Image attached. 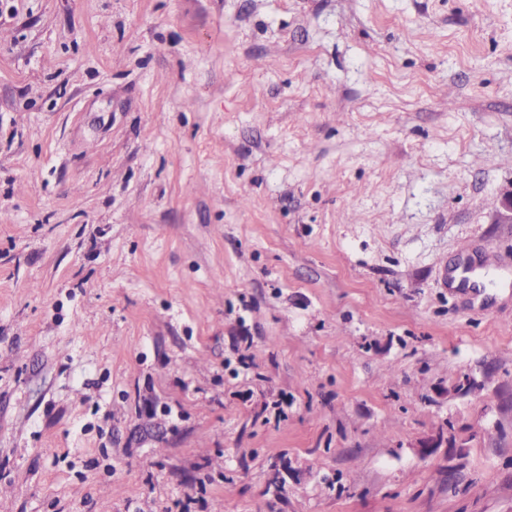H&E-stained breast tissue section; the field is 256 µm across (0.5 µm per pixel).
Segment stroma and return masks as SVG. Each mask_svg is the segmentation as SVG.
Here are the masks:
<instances>
[{
  "instance_id": "35a3bbf8",
  "label": "stroma",
  "mask_w": 512,
  "mask_h": 512,
  "mask_svg": "<svg viewBox=\"0 0 512 512\" xmlns=\"http://www.w3.org/2000/svg\"><path fill=\"white\" fill-rule=\"evenodd\" d=\"M512 0H0V512H512Z\"/></svg>"
}]
</instances>
